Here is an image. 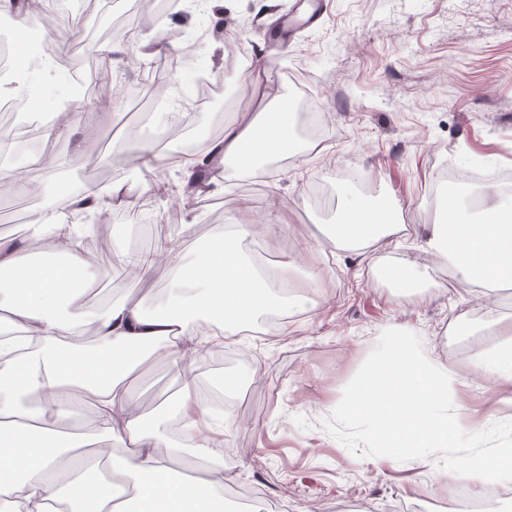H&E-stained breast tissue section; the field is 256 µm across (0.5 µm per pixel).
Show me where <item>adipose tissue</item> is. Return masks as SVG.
<instances>
[{"label": "adipose tissue", "mask_w": 512, "mask_h": 512, "mask_svg": "<svg viewBox=\"0 0 512 512\" xmlns=\"http://www.w3.org/2000/svg\"><path fill=\"white\" fill-rule=\"evenodd\" d=\"M295 150L292 131L275 113L246 110L225 126L220 142L203 146L183 168L190 178L200 156L214 152L252 166ZM390 221L387 210L354 203L339 213L332 235L350 249L379 245ZM31 227L24 247L0 240V309L10 312L11 325L27 332L31 345L11 367L0 370V512H56V502L69 500L79 503L81 512H223L222 499L208 483L177 479L173 473L189 452L220 458L217 433L205 424L207 411L195 396L194 361L210 338L207 325H220L226 336L235 334L274 301L266 280L239 247L250 225L220 236L192 266L170 271L165 309L149 313L140 301L125 296L91 321L80 312L91 264L79 253L62 214L39 213ZM46 240L54 260L34 263ZM424 250L450 260L464 284L511 282L512 204L498 202L467 216L456 199H449L447 221L433 225ZM187 299L201 311L203 326H188ZM87 326L100 355L73 357L60 338ZM152 357L168 359L178 372L176 412L196 434L192 447L159 428L142 429L136 399L116 387ZM79 399L98 406V428L109 444L97 455L118 460L122 473L139 488L136 499L127 498L111 476L100 475L89 485L76 475L65 440L74 426L72 405Z\"/></svg>", "instance_id": "ef3b65f1"}]
</instances>
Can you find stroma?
<instances>
[{"label":"stroma","instance_id":"stroma-1","mask_svg":"<svg viewBox=\"0 0 512 512\" xmlns=\"http://www.w3.org/2000/svg\"><path fill=\"white\" fill-rule=\"evenodd\" d=\"M290 6V0H207L200 7L182 0L161 16L143 13L142 0H94L83 25L75 26L63 0L45 16L53 32L49 48L73 47L89 57L112 49L113 70L133 86L153 47L163 43L176 54L188 47L204 71L223 70L224 88L196 113L188 132L170 115L194 100L193 71L175 70L155 99L126 117L122 96H74L67 68L47 74L12 53V67L26 66L36 88L29 111L81 118L43 140L56 158L52 166L32 163L25 151L0 152V170L19 179L0 197V238L23 242L32 215L84 187H115L121 196L91 216L66 214L71 224L108 225L101 250L85 252L98 265L150 238L166 240L178 261L190 265L231 224L255 220L258 229L242 249L274 266L295 261L293 280L317 307L278 305L284 323L277 331L224 339V395L234 405L213 422L224 430L223 464L200 462L198 478L214 486L227 512H237L244 500L282 501L288 512H333L340 495L368 500L375 512H394L402 502L441 512L434 500L452 473L354 456L324 422L389 328L416 334L429 356L457 374L452 400L464 431L512 421V382L486 366L503 326L512 323V298L487 301L470 286L448 287L439 272L451 262L426 263L419 250L425 224L442 219L433 189L444 166L512 172V0H330L316 24L270 42V26ZM134 8L140 28L128 38L124 18ZM228 32L250 49L249 73L228 65ZM260 77L275 109L310 90L317 118L329 128L327 141L318 152L285 157L262 180L233 168L207 189L206 209L183 204L180 163L166 157L145 167L136 146L190 133L214 143ZM320 178L331 181L334 197L322 207L310 193ZM363 181L373 185L372 194L362 193ZM353 200L388 209L405 232L391 235L386 248L336 246L327 229ZM267 224L278 233L273 248ZM411 265L427 274L409 288ZM122 387L147 418L170 430L180 383L163 359L144 362Z\"/></svg>","mask_w":512,"mask_h":512}]
</instances>
